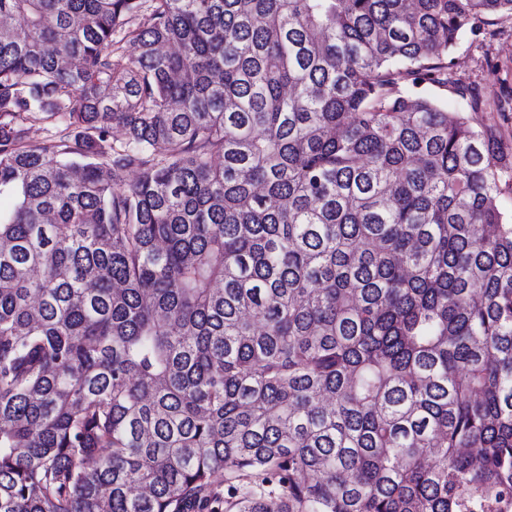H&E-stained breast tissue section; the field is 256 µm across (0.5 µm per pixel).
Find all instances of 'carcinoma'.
Wrapping results in <instances>:
<instances>
[{"label":"carcinoma","mask_w":512,"mask_h":512,"mask_svg":"<svg viewBox=\"0 0 512 512\" xmlns=\"http://www.w3.org/2000/svg\"><path fill=\"white\" fill-rule=\"evenodd\" d=\"M487 15L0 0V512L512 505Z\"/></svg>","instance_id":"1"}]
</instances>
